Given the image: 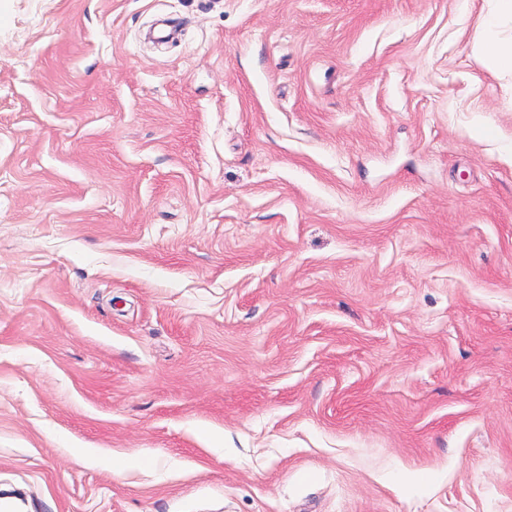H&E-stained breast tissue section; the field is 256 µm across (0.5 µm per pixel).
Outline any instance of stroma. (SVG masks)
Returning <instances> with one entry per match:
<instances>
[{
	"mask_svg": "<svg viewBox=\"0 0 512 512\" xmlns=\"http://www.w3.org/2000/svg\"><path fill=\"white\" fill-rule=\"evenodd\" d=\"M491 7L0 0L11 512H512Z\"/></svg>",
	"mask_w": 512,
	"mask_h": 512,
	"instance_id": "35a3bbf8",
	"label": "stroma"
}]
</instances>
